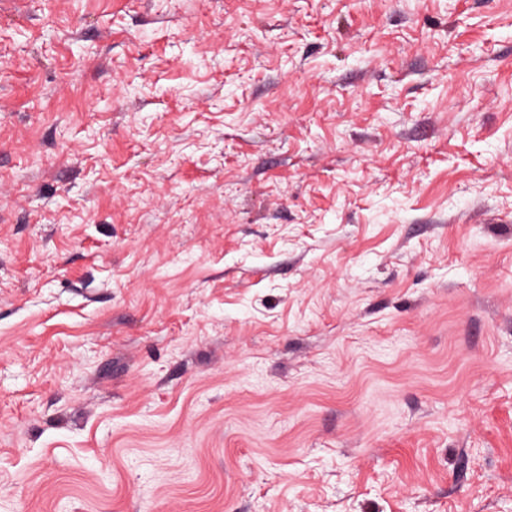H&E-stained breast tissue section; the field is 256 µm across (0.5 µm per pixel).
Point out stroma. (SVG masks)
<instances>
[{
  "instance_id": "obj_1",
  "label": "stroma",
  "mask_w": 512,
  "mask_h": 512,
  "mask_svg": "<svg viewBox=\"0 0 512 512\" xmlns=\"http://www.w3.org/2000/svg\"><path fill=\"white\" fill-rule=\"evenodd\" d=\"M0 512H512V0L1 7Z\"/></svg>"
}]
</instances>
